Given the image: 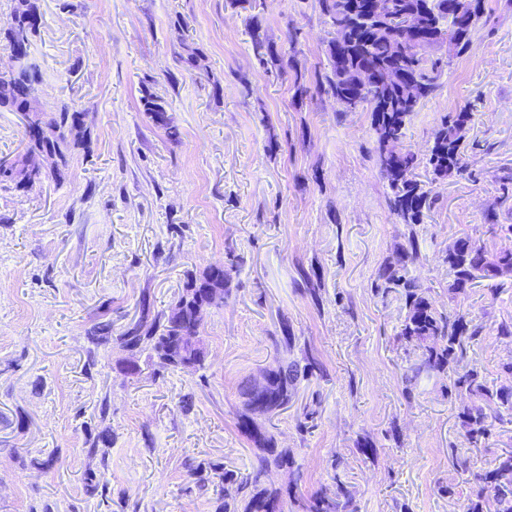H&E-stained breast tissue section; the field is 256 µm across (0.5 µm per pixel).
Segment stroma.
<instances>
[{
	"label": "stroma",
	"mask_w": 512,
	"mask_h": 512,
	"mask_svg": "<svg viewBox=\"0 0 512 512\" xmlns=\"http://www.w3.org/2000/svg\"><path fill=\"white\" fill-rule=\"evenodd\" d=\"M40 5L30 49L38 101L47 112L75 105L85 144L62 179L29 191L0 185V512H214V493L199 491L185 464L249 468L238 386L274 364L284 330L295 338L291 359L321 369L271 420L303 473L284 512H301L329 484L336 456L357 512H464L470 471L512 448V412L472 449L448 374L404 394L410 359L395 341L404 313L375 280L406 246V229L389 207L371 109L295 95V81L313 85L327 64L318 0H262L269 38L295 51L284 74L259 67L246 10L225 0ZM485 15L469 46L449 54L403 146L425 155L444 115H471L468 175L416 171L436 202L409 272L438 309L482 325L466 361L500 385L512 343L497 328L512 322V280L456 297L441 261L464 235L512 249V194L501 190L512 176V0H485ZM191 48L194 69L180 60ZM147 89L179 141L144 112ZM491 220L502 226L494 236ZM210 266L232 267V297L203 318V368L162 369L142 351L130 373L116 344L91 342L94 324L117 333L143 307L167 309L186 274ZM307 408L316 415L304 431ZM102 432L110 443L89 454L88 435Z\"/></svg>",
	"instance_id": "1"
}]
</instances>
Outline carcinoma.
Listing matches in <instances>:
<instances>
[{"label":"carcinoma","instance_id":"obj_1","mask_svg":"<svg viewBox=\"0 0 512 512\" xmlns=\"http://www.w3.org/2000/svg\"><path fill=\"white\" fill-rule=\"evenodd\" d=\"M13 26L6 33L7 49L30 58V47L39 34V0H13ZM394 18L417 12L423 14L428 49L464 48L483 16L485 0H388ZM324 22L344 34V40L327 43V68L318 80L320 93L349 100L345 111L354 112L363 105L371 107L373 129L377 142L380 173L387 181L389 203L408 230L409 249L393 265L378 273L376 290L382 295H396L404 302L406 314L397 334L399 341L417 351L416 360L405 374L407 385H414L422 376L451 370L448 392L465 399L457 413L458 425L466 441L476 446L492 434L500 409L512 410V386H490L485 377L465 362L468 348L480 338L482 326L458 312L453 315L439 311L425 296L419 283L409 276L408 266L419 259L415 226L422 223L424 212L435 203L430 191L416 179L420 165L411 152H401L395 159L384 156L386 140L405 137L406 124L413 112L439 87L443 58L425 56L415 59L406 52L411 34L402 29L390 39L381 40L369 27L354 20L374 13L372 0H319ZM251 46L259 65L270 71L284 72L293 65L294 57L280 50L270 40L258 15L248 20ZM388 71L416 74L421 89L419 100L409 104L408 92L401 85L387 86ZM38 69L25 68L0 73V109L23 112L31 104L38 85ZM144 111L164 130L172 141L180 132L167 115L161 98L144 91ZM471 119L468 112H454L441 120L433 145L426 158V168L433 180L459 176L466 172L465 154L460 131ZM26 152L13 159H0V183H12L28 189L45 176H61L68 163L71 148L82 142L81 112L67 103L41 116L38 123L25 128ZM443 262L454 274L449 292L465 295L467 289L481 280L503 278L501 271L512 270V251L491 252L476 245L468 236L457 238L445 251ZM230 270L219 267L187 276L168 310L153 314L142 310L138 322L112 341L123 351L136 354L148 349L162 367L174 366L166 359L165 348L179 335L187 323H195L196 309L204 304L220 307L231 297ZM316 364L304 365L280 358L266 370L267 386L261 392L246 381L239 386L242 398L238 427L258 450L255 461L244 475L224 471L220 466L204 462L187 465L191 476H200L208 469L218 473L224 487L215 498L214 512H281L284 497H290L303 474L295 465L294 456L280 448L267 427L271 417L288 407L300 382L313 376ZM291 475L283 491L268 488L272 468ZM333 487L322 486L313 492L306 512H357L350 492L339 473L331 476ZM465 512H512V448L497 454L486 470L470 474Z\"/></svg>","mask_w":512,"mask_h":512}]
</instances>
